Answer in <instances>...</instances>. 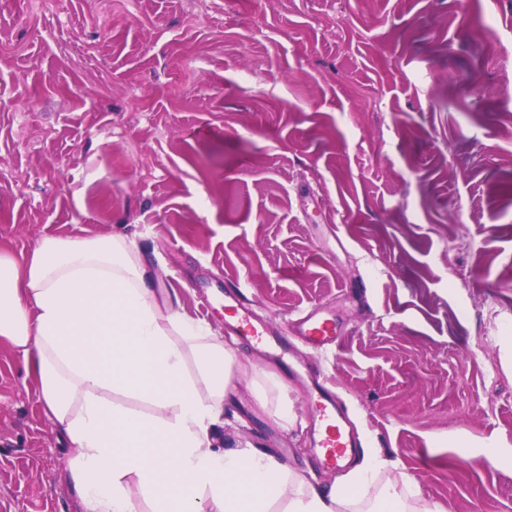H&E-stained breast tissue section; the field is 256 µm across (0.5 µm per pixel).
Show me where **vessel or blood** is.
<instances>
[{"mask_svg": "<svg viewBox=\"0 0 512 512\" xmlns=\"http://www.w3.org/2000/svg\"><path fill=\"white\" fill-rule=\"evenodd\" d=\"M224 315L233 320V329L237 334L245 336L252 344L285 363L288 372H295V364L288 360L287 337L278 335L266 324L257 321L238 294L225 293ZM296 325L299 336L308 345L319 349L334 341L339 321L336 314L327 311L309 314L298 319ZM303 401L312 413L311 425L318 434L317 445L323 465L330 469L346 466L356 446V439L335 397L316 382L305 392Z\"/></svg>", "mask_w": 512, "mask_h": 512, "instance_id": "obj_1", "label": "vessel or blood"}]
</instances>
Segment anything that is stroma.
Wrapping results in <instances>:
<instances>
[{
    "label": "stroma",
    "mask_w": 512,
    "mask_h": 512,
    "mask_svg": "<svg viewBox=\"0 0 512 512\" xmlns=\"http://www.w3.org/2000/svg\"><path fill=\"white\" fill-rule=\"evenodd\" d=\"M112 232L217 331L239 282L287 335L335 312V344L298 356L353 464L372 452L378 489L402 471L445 512H512V0H0V250ZM224 344L245 371L222 447L330 486L296 388L259 403L284 368ZM68 457L0 344V512H82Z\"/></svg>",
    "instance_id": "obj_1"
}]
</instances>
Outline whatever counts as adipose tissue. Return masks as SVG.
Returning <instances> with one entry per match:
<instances>
[{
  "label": "adipose tissue",
  "instance_id": "adipose-tissue-1",
  "mask_svg": "<svg viewBox=\"0 0 512 512\" xmlns=\"http://www.w3.org/2000/svg\"><path fill=\"white\" fill-rule=\"evenodd\" d=\"M40 385L73 448L83 512H408L374 490L379 460L327 491L289 493L266 453L220 449L224 391L241 364L224 338L156 290L146 256L122 234L41 237L27 258L0 251V343ZM135 398L149 412L128 408Z\"/></svg>",
  "mask_w": 512,
  "mask_h": 512
}]
</instances>
